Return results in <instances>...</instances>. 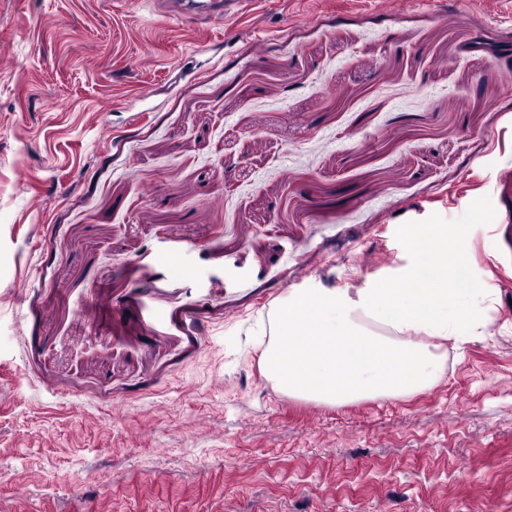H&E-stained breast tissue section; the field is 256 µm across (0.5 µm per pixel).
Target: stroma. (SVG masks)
I'll return each mask as SVG.
<instances>
[{"instance_id": "1", "label": "stroma", "mask_w": 512, "mask_h": 512, "mask_svg": "<svg viewBox=\"0 0 512 512\" xmlns=\"http://www.w3.org/2000/svg\"><path fill=\"white\" fill-rule=\"evenodd\" d=\"M512 0H0V512H512ZM461 234L483 336L280 391L278 306ZM167 18L176 22L190 20L207 24L218 17H231L244 12L250 0H157L153 2Z\"/></svg>"}]
</instances>
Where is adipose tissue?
<instances>
[{
    "instance_id": "obj_1",
    "label": "adipose tissue",
    "mask_w": 512,
    "mask_h": 512,
    "mask_svg": "<svg viewBox=\"0 0 512 512\" xmlns=\"http://www.w3.org/2000/svg\"><path fill=\"white\" fill-rule=\"evenodd\" d=\"M414 264L400 279L358 297L322 288L295 294L276 315L263 352L265 371L283 392L326 402L407 396L444 371L446 343L457 330L483 326L476 288L448 256V236L412 230Z\"/></svg>"
}]
</instances>
